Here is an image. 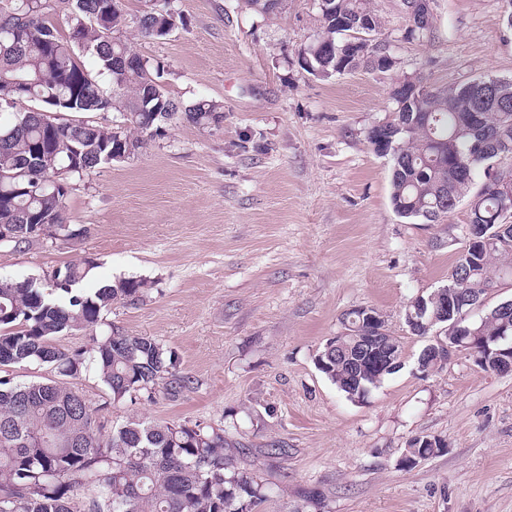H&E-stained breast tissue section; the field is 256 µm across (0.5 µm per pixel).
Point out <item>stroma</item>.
I'll use <instances>...</instances> for the list:
<instances>
[{
  "label": "stroma",
  "instance_id": "obj_1",
  "mask_svg": "<svg viewBox=\"0 0 512 512\" xmlns=\"http://www.w3.org/2000/svg\"><path fill=\"white\" fill-rule=\"evenodd\" d=\"M171 6L185 27L132 46L165 64L175 98L221 103L223 123L173 121L134 158L76 181L65 216L84 230L77 243L0 245V278H44L91 258L93 283L150 281L107 320L175 350L193 386L115 404L96 379H73L97 425L137 415L223 427L267 488L263 512H293L309 491L321 495L318 512H512V372L482 370L463 352L423 373L429 339L405 323L412 299L447 285L469 205L440 224L398 217L391 160L367 141L404 79L512 78L503 0H430L420 40L405 36L402 0H371L396 68L328 79L298 63L319 31L312 0H288L271 19L243 0ZM361 307L383 315L405 362L353 401L314 359ZM417 435L447 449L402 468Z\"/></svg>",
  "mask_w": 512,
  "mask_h": 512
}]
</instances>
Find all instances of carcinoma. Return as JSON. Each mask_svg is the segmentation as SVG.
Masks as SVG:
<instances>
[{
	"instance_id": "cac0c4a2",
	"label": "carcinoma",
	"mask_w": 512,
	"mask_h": 512,
	"mask_svg": "<svg viewBox=\"0 0 512 512\" xmlns=\"http://www.w3.org/2000/svg\"><path fill=\"white\" fill-rule=\"evenodd\" d=\"M45 2L0 0V224L13 226L7 243L16 247L45 236L65 242L82 236L84 229L65 217L74 179L119 162L130 146L137 156L173 120L202 128L224 121L216 101L200 97L186 105L171 96L161 83L164 65L131 46L132 32L164 37L185 27L182 16L169 15L163 4L133 16L122 0H67L65 11L55 14ZM318 14L319 34L300 52L304 70L322 78L377 70L355 58L350 46L362 35L384 49L381 20L369 0H329ZM406 21L408 38L431 32V21ZM86 56L94 67L85 64ZM393 102L394 116L382 124L393 210L403 219L438 224L469 199V223L487 226L492 241L458 256L448 286L484 296L512 276V225L503 227L494 190L496 178L512 176V151L496 148L501 138L512 144V80L426 88L417 100L403 95ZM56 109L75 118L44 123L41 113ZM101 112L113 114L112 124L94 120ZM479 170L485 182L475 192ZM94 268L86 258L32 288L25 280L0 278V369L36 365L66 377L91 375L114 403L178 398L191 380L178 370L175 351L107 322L115 302L139 299L149 282L93 286ZM463 324L480 336H512V316L493 308ZM342 325L344 352L323 348L315 365L353 400L350 381L366 393L394 371L350 361L364 325L355 310ZM77 330L93 332L91 348L57 345V337ZM445 449L417 435L401 466ZM80 492L87 495L84 512H257L268 498L264 485L238 466L222 428L130 417L100 436L78 389L0 376V512H75Z\"/></svg>"
}]
</instances>
